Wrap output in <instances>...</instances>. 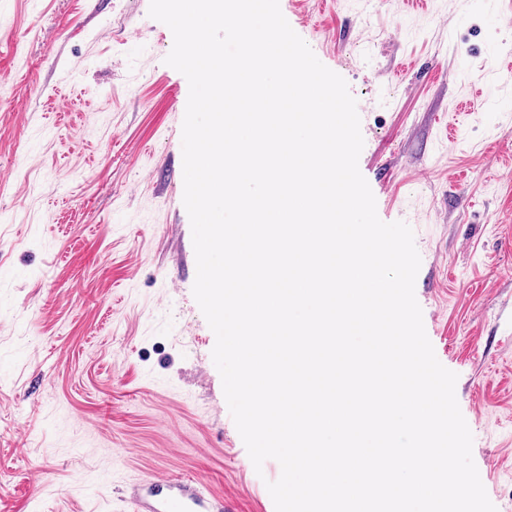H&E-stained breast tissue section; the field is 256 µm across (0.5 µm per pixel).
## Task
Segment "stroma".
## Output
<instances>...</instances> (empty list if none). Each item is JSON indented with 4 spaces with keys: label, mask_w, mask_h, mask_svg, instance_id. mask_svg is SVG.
Masks as SVG:
<instances>
[{
    "label": "stroma",
    "mask_w": 512,
    "mask_h": 512,
    "mask_svg": "<svg viewBox=\"0 0 512 512\" xmlns=\"http://www.w3.org/2000/svg\"><path fill=\"white\" fill-rule=\"evenodd\" d=\"M150 0H0V512H122L155 476L275 512L194 296L184 75ZM358 103L379 218L512 512V0H279Z\"/></svg>",
    "instance_id": "obj_1"
}]
</instances>
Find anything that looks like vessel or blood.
<instances>
[{
	"mask_svg": "<svg viewBox=\"0 0 512 512\" xmlns=\"http://www.w3.org/2000/svg\"><path fill=\"white\" fill-rule=\"evenodd\" d=\"M138 512H224V499L185 478L159 477L135 493Z\"/></svg>",
	"mask_w": 512,
	"mask_h": 512,
	"instance_id": "1",
	"label": "vessel or blood"
}]
</instances>
